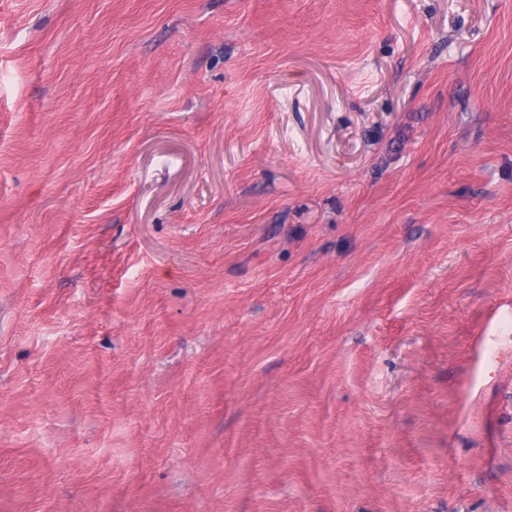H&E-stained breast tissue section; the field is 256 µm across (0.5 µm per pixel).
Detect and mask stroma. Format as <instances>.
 Here are the masks:
<instances>
[{"mask_svg": "<svg viewBox=\"0 0 512 512\" xmlns=\"http://www.w3.org/2000/svg\"><path fill=\"white\" fill-rule=\"evenodd\" d=\"M0 512H512V0H0Z\"/></svg>", "mask_w": 512, "mask_h": 512, "instance_id": "1", "label": "stroma"}]
</instances>
